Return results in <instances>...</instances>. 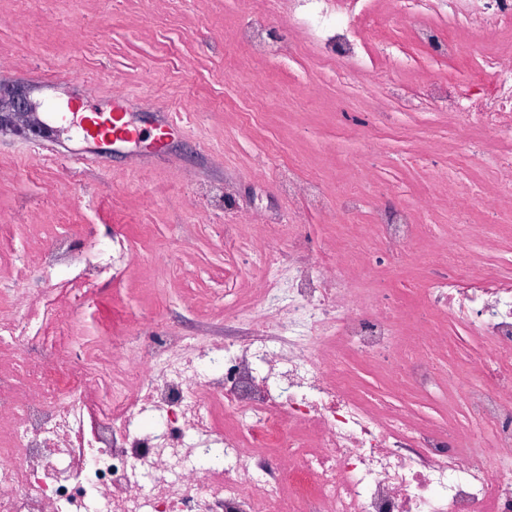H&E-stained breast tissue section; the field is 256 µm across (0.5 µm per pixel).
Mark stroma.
Returning <instances> with one entry per match:
<instances>
[{"label": "stroma", "mask_w": 512, "mask_h": 512, "mask_svg": "<svg viewBox=\"0 0 512 512\" xmlns=\"http://www.w3.org/2000/svg\"><path fill=\"white\" fill-rule=\"evenodd\" d=\"M245 17L240 0H0V90L31 88L51 139L0 132V256L24 253L30 224H65L76 238L108 237L126 227L134 262L121 280L106 284L81 328L97 338L147 325L157 304L175 308L174 324L214 341L223 321L188 312L195 289L224 288L225 182L251 185L255 160L281 141L287 159L323 171L329 183L350 180L365 160L390 201L415 205L434 191L428 171L410 161L421 141L437 143V163L448 159V119L428 114L379 125L377 145L361 157L347 129L363 121L335 75L321 68L313 48L299 61L273 67L253 59L235 33ZM51 71L52 82L40 79ZM257 80L265 91L309 100L282 104L252 134L237 130L240 87ZM146 136L168 122L180 132L142 155L141 145L85 139L72 112H109L116 94ZM216 108L197 112L202 101ZM233 164H225V154ZM191 269L192 279L173 272Z\"/></svg>", "instance_id": "35a3bbf8"}]
</instances>
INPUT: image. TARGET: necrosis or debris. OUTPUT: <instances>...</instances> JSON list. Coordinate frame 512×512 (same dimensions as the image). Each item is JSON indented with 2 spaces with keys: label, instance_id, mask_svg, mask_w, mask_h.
<instances>
[{
  "label": "necrosis or debris",
  "instance_id": "4bbe7bcc",
  "mask_svg": "<svg viewBox=\"0 0 512 512\" xmlns=\"http://www.w3.org/2000/svg\"><path fill=\"white\" fill-rule=\"evenodd\" d=\"M391 2L387 16L370 0H288L293 38L277 41L265 0H247L238 39L270 63L314 47L379 122L447 114L456 149L435 184L449 205L478 192L512 204V39L411 89V62L389 35L406 20L430 57L458 60L469 38L512 31V0ZM384 53L394 70L382 84ZM476 131L497 137L494 178L479 188L462 170ZM277 178L284 215L264 207L263 181L249 207L258 223H241L224 195L225 253L257 260L230 302L193 294L200 312L245 325L220 345L161 314L108 345L74 335L86 289L130 265L125 237L113 230L102 248L30 225L47 240L39 264L55 284L44 297L0 294V512H512V248L501 225L427 230L420 215L433 200L366 204L374 182L362 169L336 198L296 165ZM298 199L342 228L331 258L307 261ZM365 208L368 223H357ZM416 259L419 305L433 319L410 333L412 312L381 284ZM354 358L392 391L435 401L437 417L357 388Z\"/></svg>",
  "mask_w": 512,
  "mask_h": 512
}]
</instances>
